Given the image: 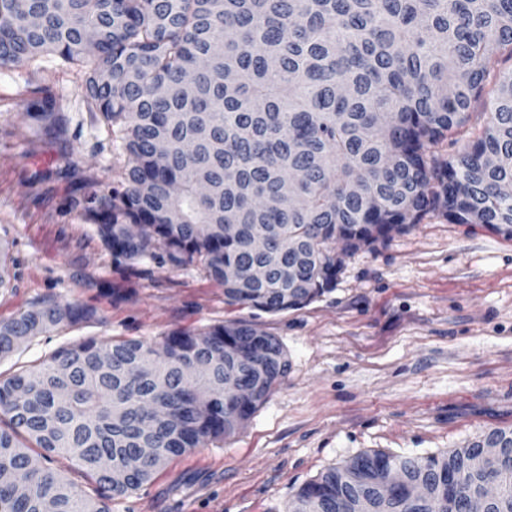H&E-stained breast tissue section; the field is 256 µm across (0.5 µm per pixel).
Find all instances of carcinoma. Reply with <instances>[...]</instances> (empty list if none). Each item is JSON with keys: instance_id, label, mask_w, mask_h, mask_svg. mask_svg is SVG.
Masks as SVG:
<instances>
[{"instance_id": "carcinoma-1", "label": "carcinoma", "mask_w": 512, "mask_h": 512, "mask_svg": "<svg viewBox=\"0 0 512 512\" xmlns=\"http://www.w3.org/2000/svg\"><path fill=\"white\" fill-rule=\"evenodd\" d=\"M512 0H0V67L52 53L126 152L122 180L70 199L112 262L199 263L230 302L266 312L332 290L344 253L371 249L430 212L512 238V72L488 127L443 161L499 53ZM57 138L63 119L30 114ZM0 240V290L10 285ZM44 301L0 321V363L27 341L90 321ZM230 348L261 350L253 362ZM280 341L245 321L175 330L159 348L87 338L0 371V512H110L171 458L242 429L288 374ZM500 446L471 473L481 447ZM64 456L93 484L59 468ZM404 482L391 497V467ZM488 478L512 512V429L414 458L361 452L301 486L286 512H464ZM427 481L437 498H412Z\"/></svg>"}]
</instances>
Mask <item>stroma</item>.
Masks as SVG:
<instances>
[{"label": "stroma", "instance_id": "1", "mask_svg": "<svg viewBox=\"0 0 512 512\" xmlns=\"http://www.w3.org/2000/svg\"><path fill=\"white\" fill-rule=\"evenodd\" d=\"M503 53L446 159L491 121ZM84 70L55 55L0 68V237L15 277L0 320L44 300L98 317L37 336L16 354L36 364L94 337L161 342L174 330L248 321L276 336L290 363L247 425L170 460L112 512H284L294 492L363 452L425 457L512 429V238L440 213L342 259L334 288L298 309L268 313L224 298L197 263L117 265L72 195L118 182L126 154L82 96ZM50 105L62 140L26 110Z\"/></svg>", "mask_w": 512, "mask_h": 512}]
</instances>
